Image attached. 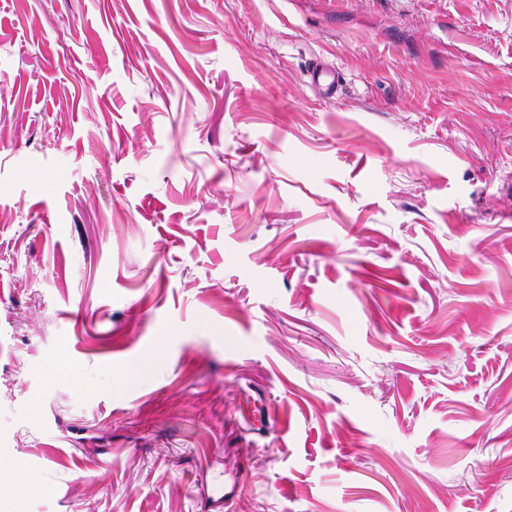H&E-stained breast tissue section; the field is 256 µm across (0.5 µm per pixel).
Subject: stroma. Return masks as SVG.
<instances>
[{
    "label": "stroma",
    "mask_w": 512,
    "mask_h": 512,
    "mask_svg": "<svg viewBox=\"0 0 512 512\" xmlns=\"http://www.w3.org/2000/svg\"><path fill=\"white\" fill-rule=\"evenodd\" d=\"M1 460L0 512H512V0H0ZM310 85L325 98H333L343 80L342 74L334 66L316 63L308 70Z\"/></svg>",
    "instance_id": "1"
}]
</instances>
